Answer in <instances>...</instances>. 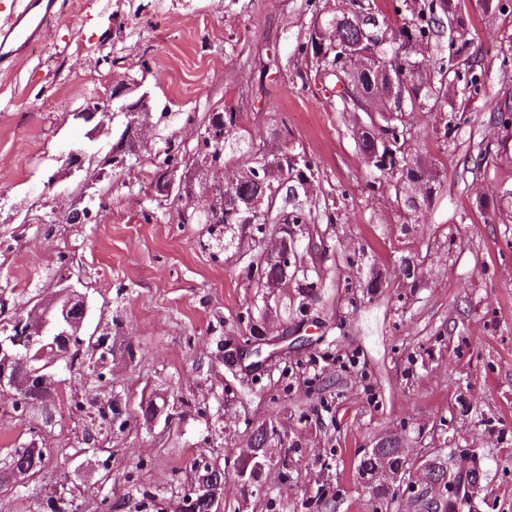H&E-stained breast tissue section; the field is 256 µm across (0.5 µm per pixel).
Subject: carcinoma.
Segmentation results:
<instances>
[{"mask_svg": "<svg viewBox=\"0 0 512 512\" xmlns=\"http://www.w3.org/2000/svg\"><path fill=\"white\" fill-rule=\"evenodd\" d=\"M395 10L404 13L402 25L395 31L385 26L380 20L375 3L364 4L362 0H350L342 9L331 14L315 11L313 28L309 39L298 47V54L305 57L311 53L317 56L316 65H323L334 70L329 79L342 83L337 91L343 110L351 112L364 111L365 101L374 96L380 102L377 117H365L366 128L358 141L359 149L365 156H372V166L381 174L397 175V186L406 195L405 203L411 208H418L417 200L407 196L408 188L415 184L425 187L426 196L430 197L441 188V182L429 167L405 148L409 141L408 128L404 115L414 108L442 111L448 106V88L456 83H463L469 95L481 94L483 82L476 74L477 58L470 59L466 72L455 69L448 71L445 60L438 59L434 64L418 56V48L423 43L442 34L448 15L458 17L457 37L466 33L462 14L461 0H402ZM214 136L203 140L206 151L218 161H224V146L233 139L238 129L237 113L224 110V120L215 126ZM283 169L286 171L288 187L284 205H279L278 195L273 188L280 183L268 177L267 170ZM254 178H245L238 183V197L265 195L270 210L276 211L273 217H267L268 223L283 222L298 226L313 224L318 218L316 205L304 193L297 195L295 190H303V183L313 178L314 162L305 155L294 153L281 147L269 152L261 159L246 166ZM222 224L228 228L234 224L247 227L245 213L236 209L230 201L222 203ZM73 347L72 353L65 359L68 370L85 368L86 349L74 342L70 345H58L61 351ZM54 396L48 394L40 398L36 407H14L22 415H39L49 420L52 418L50 405ZM95 408L100 424L109 428L118 426L123 429L129 419L117 420L113 407L105 406L100 400L91 402ZM269 436L264 428L253 432L248 442V449L241 455L243 466L248 468L249 483L258 481L262 470L256 468L253 454L259 455V461L268 465L272 462L267 448ZM63 452L61 448H36L33 445L8 450L3 465L0 466V489L6 491L17 487L26 488L32 482L43 477L45 460ZM433 464L422 472L427 481V488L447 479L475 490L480 484L483 472L478 466L466 471H457L448 461V457L432 458ZM407 459L400 449L399 440L389 437L382 440L377 451L367 453L358 465L359 475L370 483L373 500L382 501L395 495L391 487L375 483L377 474L382 469L406 471ZM197 484L204 485L205 490L198 493L188 490L174 503V512H215L214 496L216 486L212 478L224 477V474L204 465L202 471L196 472ZM24 512H77L75 490L71 487L63 495L51 499H31ZM414 512H473L471 498L468 495H448L440 498L434 495L419 498L413 504Z\"/></svg>", "mask_w": 512, "mask_h": 512, "instance_id": "cac0c4a2", "label": "carcinoma"}]
</instances>
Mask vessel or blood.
Instances as JSON below:
<instances>
[{
	"label": "vessel or blood",
	"mask_w": 512,
	"mask_h": 512,
	"mask_svg": "<svg viewBox=\"0 0 512 512\" xmlns=\"http://www.w3.org/2000/svg\"><path fill=\"white\" fill-rule=\"evenodd\" d=\"M56 14V0H14L9 12L0 15V66L25 57Z\"/></svg>",
	"instance_id": "vessel-or-blood-1"
}]
</instances>
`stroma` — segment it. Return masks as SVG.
Wrapping results in <instances>:
<instances>
[{
	"label": "stroma",
	"instance_id": "1",
	"mask_svg": "<svg viewBox=\"0 0 512 512\" xmlns=\"http://www.w3.org/2000/svg\"><path fill=\"white\" fill-rule=\"evenodd\" d=\"M307 2L59 0L27 58L0 70V288L21 305L70 277L88 296L84 334L112 341L104 373L123 409L163 395L178 405L172 419L113 430L102 452L85 454L98 423L71 400L94 396L96 378L57 362L47 424L0 397V449L33 440L61 451L40 497L67 478L84 490L82 512H99L107 494L116 512H135L122 502L126 475L171 496L203 458L224 471V512H405L400 497L373 507L358 476L362 456L392 435L414 461L480 449L474 512H512V212L491 208L512 192V125L493 119L512 104V65L500 64L512 57V13L463 0L470 45L441 53L459 67L479 56L484 93L458 84L446 111L410 113L416 149L443 184L414 212L360 152L357 113L298 55ZM139 100L134 151L112 169L127 125L117 107ZM88 101L112 111L100 128L76 117ZM224 108L238 115L237 139L223 169L198 166L209 118ZM482 140L491 150L478 165ZM171 144L193 199L155 188ZM284 145L314 161L313 198L336 221L301 226L286 281L265 288L248 270L270 233L228 231L206 213L224 170ZM81 195L90 213L69 223ZM254 324L288 336L287 356L255 372L228 365L226 342ZM259 427L274 463L247 486L233 463Z\"/></svg>",
	"mask_w": 512,
	"mask_h": 512
}]
</instances>
